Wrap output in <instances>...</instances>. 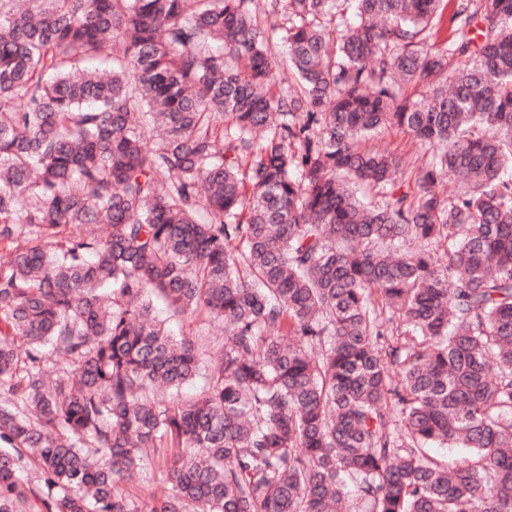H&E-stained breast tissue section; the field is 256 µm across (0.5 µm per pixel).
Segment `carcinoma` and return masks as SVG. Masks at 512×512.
Here are the masks:
<instances>
[{
    "label": "carcinoma",
    "mask_w": 512,
    "mask_h": 512,
    "mask_svg": "<svg viewBox=\"0 0 512 512\" xmlns=\"http://www.w3.org/2000/svg\"><path fill=\"white\" fill-rule=\"evenodd\" d=\"M0 512H512V0H0ZM377 143L382 147L387 145L391 148L398 147L399 151H405L413 159H416L419 165L426 162L429 157L423 148L414 143L408 135L397 129H389L383 132L381 137L378 138ZM157 320L162 321L166 328L176 339L182 336H193L196 343L207 353L208 357H214L218 354L224 341V329L217 323L208 324L206 322L196 321H176L169 318V314L162 304H157L155 308ZM169 491L166 473L162 463H151L143 470L139 484L132 490L133 494L150 499L159 498Z\"/></svg>",
    "instance_id": "1"
}]
</instances>
